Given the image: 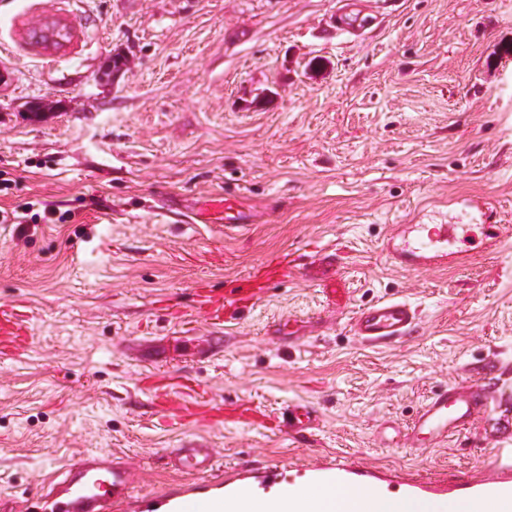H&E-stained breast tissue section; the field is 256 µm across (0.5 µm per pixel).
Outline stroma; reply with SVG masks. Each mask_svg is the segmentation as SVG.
<instances>
[{"mask_svg": "<svg viewBox=\"0 0 512 512\" xmlns=\"http://www.w3.org/2000/svg\"><path fill=\"white\" fill-rule=\"evenodd\" d=\"M350 11L373 25L338 28ZM117 53L127 67L102 81ZM0 71V208L73 214L0 223V303L34 333L0 356V512L83 454L129 456L135 506L215 493L213 476L171 468L189 437L227 462L345 452L442 475L512 444V235L414 271L386 250L396 224L512 226V0H0ZM227 194L246 224L208 219ZM332 250L345 308L298 275L271 284L212 358L205 321L168 316L192 311L197 285ZM396 298L417 311L410 334L354 336V312ZM277 316L296 319L297 344L266 335ZM164 349L215 403L302 402L316 430L157 413L144 375ZM460 383L483 385L491 413L421 455L384 446L386 422Z\"/></svg>", "mask_w": 512, "mask_h": 512, "instance_id": "stroma-1", "label": "stroma"}]
</instances>
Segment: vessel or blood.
Masks as SVG:
<instances>
[{
  "instance_id": "1",
  "label": "vessel or blood",
  "mask_w": 512,
  "mask_h": 512,
  "mask_svg": "<svg viewBox=\"0 0 512 512\" xmlns=\"http://www.w3.org/2000/svg\"><path fill=\"white\" fill-rule=\"evenodd\" d=\"M457 224H421L412 240L393 231L387 250L394 263L417 269L423 263L441 264L457 258L449 246L458 242ZM339 265L334 255L320 254L304 265L301 276L320 289L328 303L343 299L336 277ZM258 289L240 281L228 292L212 288L196 291L197 315L215 329L207 354L222 351L223 327L238 313L254 305ZM416 314L407 301L388 299L355 312L351 329L362 341L379 344L402 338L415 325ZM28 340V328L12 308L0 306V355L17 351ZM487 402L479 386L457 384L434 393L404 427H391L386 445L422 452L447 442L485 411ZM292 432L305 436L314 429V411L304 404H293L284 412ZM182 418L209 424L230 419L267 423L271 416L258 407L226 409L211 402H198L183 408ZM175 470L191 475L214 473L224 485V503L213 510L208 497L187 488L156 496L165 512H326L313 497L314 492L345 489L355 493L345 512H371L374 505L396 500L406 512H512V448L498 449L492 466L471 474L420 477L379 467L339 453L308 463L272 461L255 468L245 463L221 466L213 449L186 443L175 451ZM137 480L133 465L125 456L89 455L65 465L60 478L51 480L40 502L29 504L24 512H116L130 500Z\"/></svg>"
}]
</instances>
